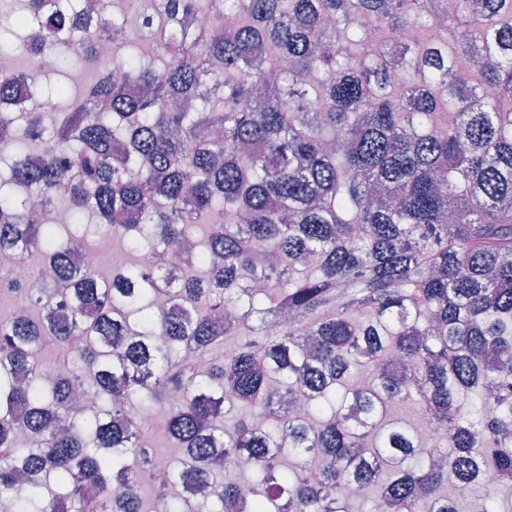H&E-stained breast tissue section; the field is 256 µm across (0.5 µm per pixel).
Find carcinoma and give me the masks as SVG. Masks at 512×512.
Segmentation results:
<instances>
[{
    "label": "carcinoma",
    "mask_w": 512,
    "mask_h": 512,
    "mask_svg": "<svg viewBox=\"0 0 512 512\" xmlns=\"http://www.w3.org/2000/svg\"><path fill=\"white\" fill-rule=\"evenodd\" d=\"M12 2L0 54L30 56L36 26L60 109L0 121V258L52 259L14 289L41 316L0 319V503L185 512L142 497L151 414L197 512H348L352 487L369 512H459L449 484L500 512L481 473L512 485V0H126L155 50L108 57L81 95L53 77L61 49L98 59L74 39L89 0ZM34 81L1 76L0 105ZM92 228L164 262L100 281L65 262ZM390 403L432 451L376 422ZM228 461L251 479L224 481Z\"/></svg>",
    "instance_id": "obj_1"
}]
</instances>
